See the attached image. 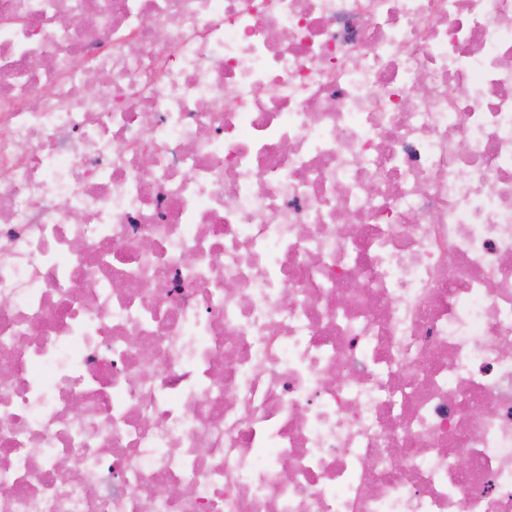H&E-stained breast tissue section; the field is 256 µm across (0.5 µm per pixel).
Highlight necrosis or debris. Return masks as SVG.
<instances>
[{
    "label": "necrosis or debris",
    "mask_w": 512,
    "mask_h": 512,
    "mask_svg": "<svg viewBox=\"0 0 512 512\" xmlns=\"http://www.w3.org/2000/svg\"><path fill=\"white\" fill-rule=\"evenodd\" d=\"M0 512H512V0H0Z\"/></svg>",
    "instance_id": "obj_1"
}]
</instances>
